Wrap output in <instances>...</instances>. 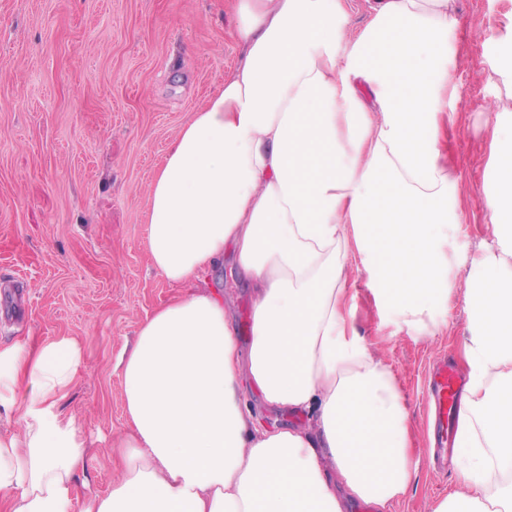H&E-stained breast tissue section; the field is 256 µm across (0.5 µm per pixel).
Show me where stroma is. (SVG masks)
I'll list each match as a JSON object with an SVG mask.
<instances>
[{
	"label": "stroma",
	"mask_w": 512,
	"mask_h": 512,
	"mask_svg": "<svg viewBox=\"0 0 512 512\" xmlns=\"http://www.w3.org/2000/svg\"><path fill=\"white\" fill-rule=\"evenodd\" d=\"M456 4L462 95L447 150L459 247L449 257L462 289L489 237L492 114L512 113V85L492 73L512 46V0ZM241 55L233 0H0V343L69 336L82 345L64 407L94 458L88 492L107 490L112 435L125 426L117 358L138 322L174 293L146 249L153 174ZM346 274L359 331L402 390L417 448L413 488L390 512H432L455 488L457 464H431L430 376L441 360L457 362L465 305L455 299L447 329L422 337L381 320L355 262ZM206 285L223 290L247 343L248 289L227 267Z\"/></svg>",
	"instance_id": "stroma-1"
}]
</instances>
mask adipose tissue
I'll return each instance as SVG.
<instances>
[{
	"mask_svg": "<svg viewBox=\"0 0 512 512\" xmlns=\"http://www.w3.org/2000/svg\"><path fill=\"white\" fill-rule=\"evenodd\" d=\"M455 0H238L244 55L180 128L151 182L147 250L178 292L116 364L128 427L105 494L79 497L87 441L62 406L69 337L0 344V512H389L416 465L409 412L352 320L357 254L379 312L418 335L467 310L458 487L433 512H512V114L495 115L491 239L465 292L448 271L456 177L439 147L460 87ZM251 290L241 347L221 293ZM305 415L269 429L245 398ZM231 268L232 256L228 253L224 257V268L210 275L203 286L224 290V300L225 302L230 301L232 314L235 317L237 336L240 343L246 346L251 332L250 308L252 301L248 289L243 288L238 274L235 271L232 274ZM234 280L238 286H232Z\"/></svg>",
	"mask_w": 512,
	"mask_h": 512,
	"instance_id": "obj_1",
	"label": "adipose tissue"
}]
</instances>
